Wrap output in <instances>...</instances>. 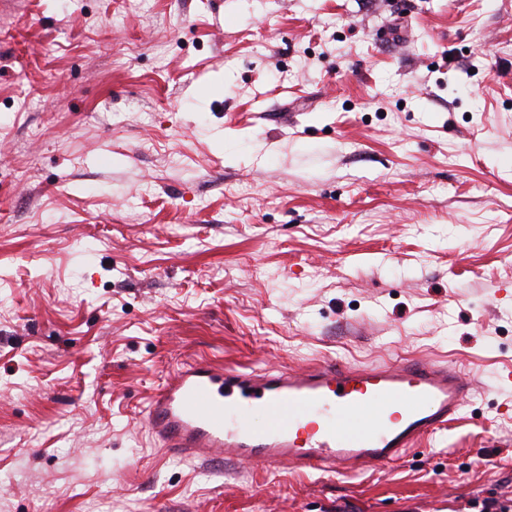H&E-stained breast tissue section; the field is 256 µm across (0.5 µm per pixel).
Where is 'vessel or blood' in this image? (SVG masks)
Instances as JSON below:
<instances>
[{
  "mask_svg": "<svg viewBox=\"0 0 512 512\" xmlns=\"http://www.w3.org/2000/svg\"><path fill=\"white\" fill-rule=\"evenodd\" d=\"M472 390L460 369L412 357L264 370L197 359L152 397L143 422L190 461L340 474L394 465L455 420Z\"/></svg>",
  "mask_w": 512,
  "mask_h": 512,
  "instance_id": "obj_1",
  "label": "vessel or blood"
}]
</instances>
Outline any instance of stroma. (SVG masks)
Returning a JSON list of instances; mask_svg holds the SVG:
<instances>
[{
    "label": "stroma",
    "instance_id": "35a3bbf8",
    "mask_svg": "<svg viewBox=\"0 0 512 512\" xmlns=\"http://www.w3.org/2000/svg\"><path fill=\"white\" fill-rule=\"evenodd\" d=\"M423 356L384 470L159 449L195 358ZM512 0H0V512H466L512 497Z\"/></svg>",
    "mask_w": 512,
    "mask_h": 512
}]
</instances>
